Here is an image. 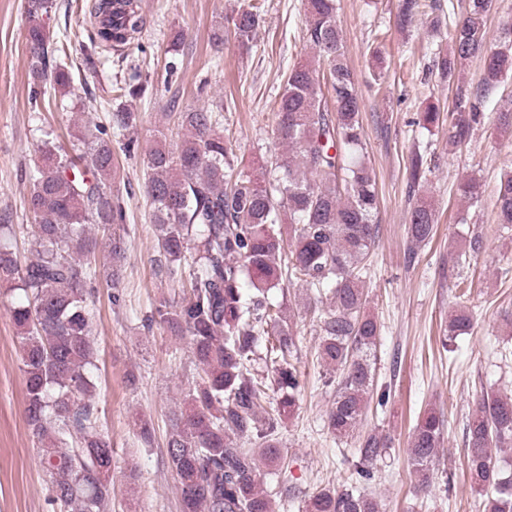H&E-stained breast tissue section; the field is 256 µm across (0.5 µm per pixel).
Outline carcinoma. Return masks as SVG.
Listing matches in <instances>:
<instances>
[{
  "label": "carcinoma",
  "mask_w": 512,
  "mask_h": 512,
  "mask_svg": "<svg viewBox=\"0 0 512 512\" xmlns=\"http://www.w3.org/2000/svg\"><path fill=\"white\" fill-rule=\"evenodd\" d=\"M305 2L315 61L288 73L277 102V132L289 152L276 160L269 185L236 169L233 147L224 141L222 103L179 113L181 143L174 149L158 143L146 155L159 271L181 293L177 300L161 299L150 321L188 340L199 376L166 439L181 512H278L260 464L276 468L280 483L288 482L279 430L298 409L302 383L294 363L295 334L272 290L283 291L285 282L294 280L316 291L313 302H328L319 314L317 354L339 381L327 430L339 441L355 440L347 484L317 491L302 512H382L380 501L361 486L375 480L390 438L359 431L372 396L378 395L380 406L390 397L389 390H377L381 326L366 311L364 288L378 234L375 180L365 161L362 99L345 61L336 0ZM427 7L425 0H401L397 26L406 29ZM490 7L491 0H469L466 17L448 32L450 52L440 63L441 75L455 84L448 142L456 146L469 142L484 120L489 91L512 71V55L489 47ZM57 9L56 0H27L36 100L50 89L71 94L70 69L49 59L51 51L67 57L63 41L50 48L46 30L45 18ZM93 15L97 39L109 49H131L144 25L137 0H97ZM260 23V6L244 4L225 18L215 40L228 34L250 50ZM476 57L484 59V73L481 89L474 91L461 67ZM146 90L145 82L116 83L113 131L122 134L136 125L123 99ZM72 150L77 156L43 142L29 176L32 258L20 263L7 243L13 225L0 224V287L12 298L9 315L25 377L24 418L40 443L51 505L59 512H108L114 494L112 442L95 401L89 285L97 278L92 258L99 229L107 233L104 249L110 258L102 279L108 288L119 287L127 242L112 225L123 223L125 213L112 187V139L83 134ZM79 159L85 160L82 168ZM426 168L427 158L414 154L410 187L419 185ZM459 192L476 204L481 184L468 177ZM496 209L491 232L503 238L512 233L511 172L500 179ZM435 223L431 205L412 208L409 261L433 238ZM471 323L466 306L457 302L443 346ZM444 429L443 414L432 408L411 432L407 459L420 492L434 483ZM465 446L471 489L485 498V512H512V472L504 474L497 464V454L512 447V394L488 393L475 403Z\"/></svg>",
  "instance_id": "carcinoma-1"
}]
</instances>
